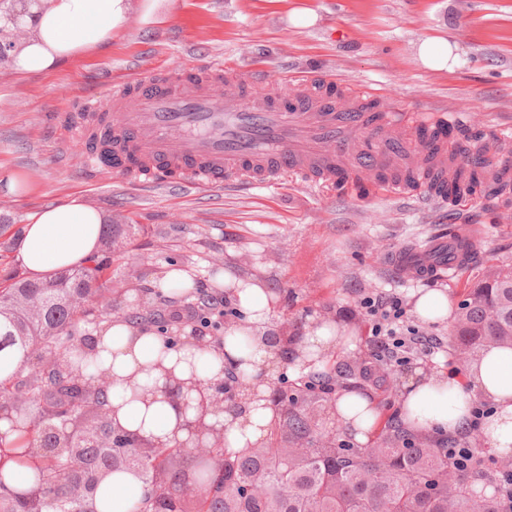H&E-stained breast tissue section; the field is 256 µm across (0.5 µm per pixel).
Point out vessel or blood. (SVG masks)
<instances>
[{
  "instance_id": "obj_1",
  "label": "vessel or blood",
  "mask_w": 512,
  "mask_h": 512,
  "mask_svg": "<svg viewBox=\"0 0 512 512\" xmlns=\"http://www.w3.org/2000/svg\"><path fill=\"white\" fill-rule=\"evenodd\" d=\"M79 111L63 129L89 167L135 185L177 174L201 188L287 180L343 187L373 173L386 197L467 201L448 191L457 156L448 147L431 152L428 138L459 125L463 112H410L395 99L382 109L369 91L342 92L331 73L282 72L267 89L228 62L184 61L113 79ZM487 181L511 184L512 156L500 155ZM476 240L455 229L393 250L387 262L400 279L453 276L471 264Z\"/></svg>"
}]
</instances>
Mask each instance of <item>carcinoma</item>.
Segmentation results:
<instances>
[{
    "mask_svg": "<svg viewBox=\"0 0 512 512\" xmlns=\"http://www.w3.org/2000/svg\"><path fill=\"white\" fill-rule=\"evenodd\" d=\"M461 187L471 194L486 187L480 162L466 161ZM113 233L112 225H103V254L78 268L42 281L9 276L0 289V359L6 363L18 353L28 366L27 374L0 381V413L17 433L11 443L0 437V512H100L101 489L117 473L139 482L125 512H500L496 494L476 485L491 487L499 471L512 472V458L488 473L474 448L473 467L459 469L435 441L390 426L362 448L336 444L326 429L336 423V387L366 394L396 386L366 358L305 373L299 391L318 387L320 400L280 389L269 394L273 423L265 441L248 448L230 451L214 435L206 448L156 443L119 427L107 404L109 386L68 359L93 348L91 333H73L81 321L100 329L90 305L108 317L121 311L106 257ZM159 317L147 298L125 319L141 326ZM489 343L512 348L509 265L489 266L460 302L448 354L465 364ZM34 410L51 426L74 413L83 436L33 430ZM8 465L32 472L34 480L7 485ZM74 484L86 488L83 497H71Z\"/></svg>",
    "mask_w": 512,
    "mask_h": 512,
    "instance_id": "1",
    "label": "carcinoma"
}]
</instances>
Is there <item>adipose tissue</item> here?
<instances>
[{
  "instance_id": "ef3b65f1",
  "label": "adipose tissue",
  "mask_w": 512,
  "mask_h": 512,
  "mask_svg": "<svg viewBox=\"0 0 512 512\" xmlns=\"http://www.w3.org/2000/svg\"><path fill=\"white\" fill-rule=\"evenodd\" d=\"M132 8L133 0H38L23 19L29 37L11 52L15 70L24 75L41 73L90 49L108 46ZM103 222V215L78 197L47 206L31 216L24 229L20 261L38 280L73 267L96 252ZM224 286L244 318L225 332L223 348L201 350L187 344L168 348L155 331L121 318L95 333L88 371L111 375L108 399L119 426L169 444L185 440L173 407L160 400L148 404L133 399L130 383L151 390L162 385L170 372L213 384L224 380L234 365L241 382L255 387L259 398L245 415L224 416L225 445L236 450L266 437L273 413L265 395L274 373L283 368L282 359L263 339L271 319L268 293L257 278L228 275ZM240 336L252 339L243 352L235 343ZM339 346L352 349L356 342L342 335L336 321L322 318L307 328L294 351L300 362L322 360ZM402 398L406 422L423 434H457L469 422L474 402H489L492 412L481 423V442L495 455L512 453V348H482L460 375L417 369L404 385ZM336 413L344 431L360 443L378 420L375 405L351 392L337 394Z\"/></svg>"
}]
</instances>
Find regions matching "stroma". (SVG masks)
I'll use <instances>...</instances> for the list:
<instances>
[{"instance_id": "stroma-1", "label": "stroma", "mask_w": 512, "mask_h": 512, "mask_svg": "<svg viewBox=\"0 0 512 512\" xmlns=\"http://www.w3.org/2000/svg\"><path fill=\"white\" fill-rule=\"evenodd\" d=\"M316 20L295 25L293 10ZM449 41L452 68L424 64L419 46ZM231 59L252 76L282 71L332 72L344 83L394 93L411 107L457 105L470 124L456 136L491 141L512 124V0H157L150 19L134 7L109 46L93 49L53 70L22 75L0 62V178L23 180L27 193L0 192V276L21 271L19 231L43 206L77 195L123 225L112 244V288L123 308L149 296L165 312L192 310L224 299L226 319L240 321L234 300L216 283L219 272L260 278L273 300V323L305 329L321 318L337 320L357 349L372 354L368 296L400 299L406 322L447 338V323L411 312L414 294L440 289L459 305L488 264L512 263V202L495 198L455 209L433 201L376 195L370 182L350 194L311 192L296 185H228L198 189L170 182L133 186L87 171L81 147L61 136L70 102L101 92L108 81L178 60ZM451 224L475 226L480 255L452 281L396 279L386 255L421 243ZM185 270L189 296L158 291L172 267Z\"/></svg>"}]
</instances>
